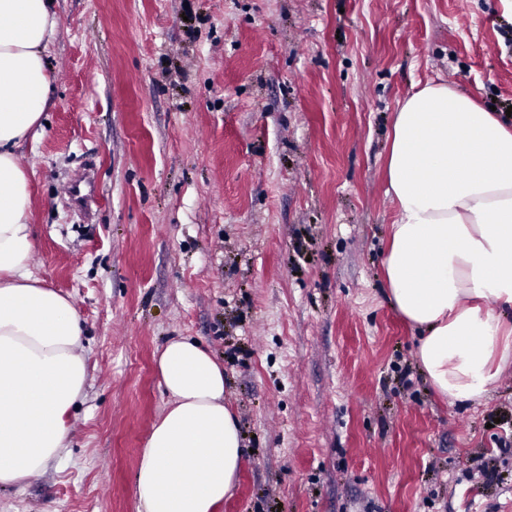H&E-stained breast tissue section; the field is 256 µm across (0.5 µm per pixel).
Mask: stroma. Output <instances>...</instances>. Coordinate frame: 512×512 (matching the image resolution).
I'll return each mask as SVG.
<instances>
[{
    "instance_id": "stroma-1",
    "label": "stroma",
    "mask_w": 512,
    "mask_h": 512,
    "mask_svg": "<svg viewBox=\"0 0 512 512\" xmlns=\"http://www.w3.org/2000/svg\"><path fill=\"white\" fill-rule=\"evenodd\" d=\"M34 273L79 312L61 459L0 512H136L168 340L224 365L245 453L220 512H512V365L437 396L387 298L386 157L437 78L512 106L499 0H56ZM95 196L77 207L82 175Z\"/></svg>"
}]
</instances>
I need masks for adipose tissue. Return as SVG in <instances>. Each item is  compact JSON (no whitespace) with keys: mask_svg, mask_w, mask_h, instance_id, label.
<instances>
[{"mask_svg":"<svg viewBox=\"0 0 512 512\" xmlns=\"http://www.w3.org/2000/svg\"><path fill=\"white\" fill-rule=\"evenodd\" d=\"M57 32L54 0H0V489L60 456L87 381L78 313L30 267L31 173L18 163L50 106ZM387 174L390 298L422 332L415 359L434 390L479 402L512 362V122L429 82L395 114ZM156 370L170 401L141 452L137 512H217L243 446L224 368L184 337Z\"/></svg>","mask_w":512,"mask_h":512,"instance_id":"1","label":"adipose tissue"}]
</instances>
